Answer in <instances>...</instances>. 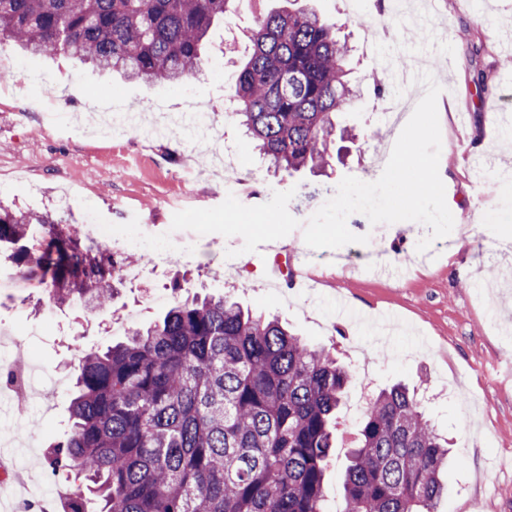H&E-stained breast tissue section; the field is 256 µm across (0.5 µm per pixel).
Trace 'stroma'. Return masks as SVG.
<instances>
[{"mask_svg":"<svg viewBox=\"0 0 512 512\" xmlns=\"http://www.w3.org/2000/svg\"><path fill=\"white\" fill-rule=\"evenodd\" d=\"M301 9L335 24L351 46L350 80L357 96L344 123L353 136L337 141L340 158L326 174L262 170L249 183L255 204L269 201L273 192L295 190L310 198L295 214L304 222L344 176L380 177L377 155L392 133L373 114L370 75L378 59L399 43L406 64H421L442 87L439 175L455 223L472 230L464 237L451 233L421 253L417 244L428 235L426 226L384 225L380 246L390 260L386 278L377 279L363 269L365 245L315 250L305 244L302 229H295L283 244L324 282L316 295L297 291L290 306L282 293L265 286L272 256L268 244L245 253L241 237L175 231L171 224L178 211L221 204L225 181L246 177L258 162L253 141L225 118L224 96L235 62L249 53L244 32L255 15ZM378 12L377 0H249L234 23L215 22L198 69L175 85L130 80L63 56H24L10 44L0 45V54L15 62L0 69V88L8 91L0 107V200L53 211L67 191L73 216L88 203L111 223L135 219L149 234H170L176 246L155 273L139 283H123L105 310L49 309L43 301L44 274L37 268L18 282H0V328L27 335L31 357L62 380L52 407L30 403L25 426L33 443L30 474L54 480L58 505H65L66 492L76 484L66 473H51L43 452L68 429L74 344L103 348L118 339L110 325L132 330L156 321L165 308L147 300L170 293L177 279L183 296L224 291L255 314L279 316L302 340L330 349L349 366H359L362 348H369L376 364L374 388L403 382L434 392L452 385L460 401L425 406L462 460L449 465L448 492L437 510L512 512V492L498 490L512 482V462L499 458L501 450H512V176L499 173L512 167V147L501 141L512 128L494 120L495 114H512V67L503 65L512 59V0H410L407 12L394 16L389 39L372 51L366 39ZM468 31L480 38L482 51L466 42ZM448 57L453 66H445ZM478 72L486 89L472 81ZM108 104H129L146 114L158 104L170 114L196 105L210 112L222 143L236 148L235 162L228 167L200 152L203 131L185 122L164 138L87 131L86 117ZM186 241L192 252L182 251ZM349 414L345 406L338 414L336 448L323 484L326 512L341 504L344 468L360 429Z\"/></svg>","mask_w":512,"mask_h":512,"instance_id":"1","label":"stroma"}]
</instances>
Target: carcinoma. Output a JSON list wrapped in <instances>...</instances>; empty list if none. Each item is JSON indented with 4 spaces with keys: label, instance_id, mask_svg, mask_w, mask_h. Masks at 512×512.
<instances>
[{
    "label": "carcinoma",
    "instance_id": "cac0c4a2",
    "mask_svg": "<svg viewBox=\"0 0 512 512\" xmlns=\"http://www.w3.org/2000/svg\"><path fill=\"white\" fill-rule=\"evenodd\" d=\"M241 0H0V40L32 56H66L150 83L199 66L213 23ZM251 54L230 88L229 117L274 172L329 166V144L354 97L349 48L313 11H275L247 31ZM0 249L45 276L54 306L107 307L118 265L70 214L0 207ZM67 437L53 472L85 490L66 512H324L333 428L352 371L277 319L227 295L176 299L162 320L106 350L80 348ZM448 439L417 392L373 393L349 452L336 512H435Z\"/></svg>",
    "mask_w": 512,
    "mask_h": 512
}]
</instances>
